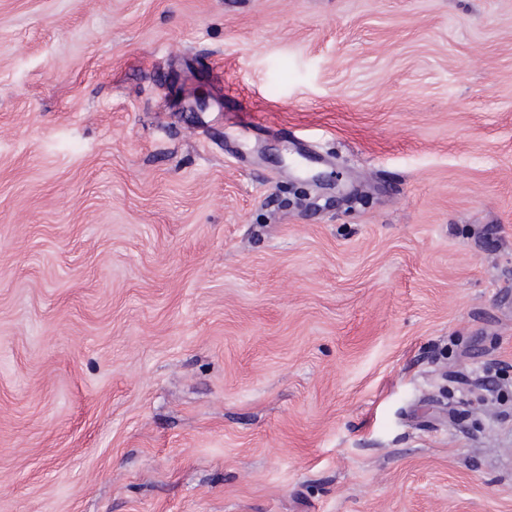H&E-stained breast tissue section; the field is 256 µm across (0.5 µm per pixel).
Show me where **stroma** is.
Returning a JSON list of instances; mask_svg holds the SVG:
<instances>
[{"instance_id": "1", "label": "stroma", "mask_w": 512, "mask_h": 512, "mask_svg": "<svg viewBox=\"0 0 512 512\" xmlns=\"http://www.w3.org/2000/svg\"><path fill=\"white\" fill-rule=\"evenodd\" d=\"M0 512H512V0H0Z\"/></svg>"}]
</instances>
